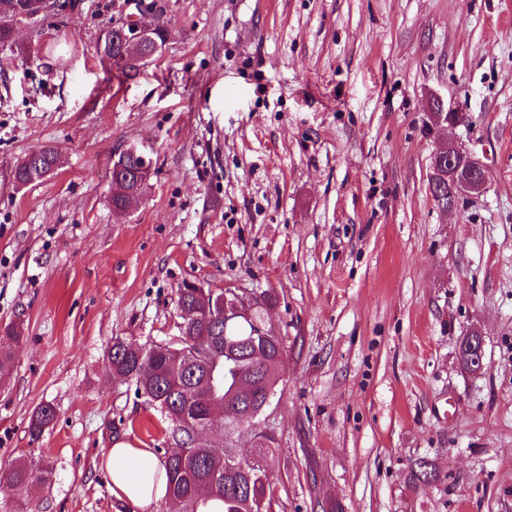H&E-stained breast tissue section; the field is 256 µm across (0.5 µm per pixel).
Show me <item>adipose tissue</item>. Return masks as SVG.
<instances>
[{"mask_svg":"<svg viewBox=\"0 0 512 512\" xmlns=\"http://www.w3.org/2000/svg\"><path fill=\"white\" fill-rule=\"evenodd\" d=\"M101 465L110 477L113 495L141 512L167 495L164 465L150 449L118 442L103 454Z\"/></svg>","mask_w":512,"mask_h":512,"instance_id":"1","label":"adipose tissue"}]
</instances>
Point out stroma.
<instances>
[{"mask_svg": "<svg viewBox=\"0 0 512 512\" xmlns=\"http://www.w3.org/2000/svg\"><path fill=\"white\" fill-rule=\"evenodd\" d=\"M172 37L126 78L109 24ZM0 49V324L26 338L0 386V465L51 484L0 512H137L100 458L167 448L166 424L109 375L113 339L177 335L186 282L267 296L285 369L257 431L275 439L272 512H512V0H78ZM65 31L68 60L38 53ZM488 170L479 199L429 190V103ZM145 145L139 206L112 213V161ZM58 171L18 189L17 157ZM477 328L485 368L458 362ZM56 408L38 441L29 418ZM427 460L436 477L412 485ZM56 153L52 146H43L20 157L11 171L14 185L24 187L41 181V173L50 170L57 162ZM51 474L48 464L39 458L31 457L28 461L0 468V484L5 483L19 494L35 482H49Z\"/></svg>", "mask_w": 512, "mask_h": 512, "instance_id": "35a3bbf8", "label": "stroma"}]
</instances>
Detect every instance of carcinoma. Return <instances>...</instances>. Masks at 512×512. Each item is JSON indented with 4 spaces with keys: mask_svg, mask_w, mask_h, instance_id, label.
I'll use <instances>...</instances> for the list:
<instances>
[{
    "mask_svg": "<svg viewBox=\"0 0 512 512\" xmlns=\"http://www.w3.org/2000/svg\"><path fill=\"white\" fill-rule=\"evenodd\" d=\"M57 162L56 150L43 146L20 157L13 165L14 185L24 187L41 180V173ZM139 165L128 159L112 168L111 181H123L141 190ZM251 315H231L220 321L205 314L191 320L178 343L148 348L133 340L117 338L109 348L112 378L135 384V393L169 423L167 439L183 448L164 454L168 478L167 499L177 512H269L274 488L267 475L273 455V438L252 433L256 409L274 390L285 366L280 337L264 321V301L248 302ZM25 340L24 327L16 322L0 332V385L12 374L14 352ZM215 376V387L230 415L224 418L227 436L252 435L257 441L253 458L237 456L233 441L223 448L199 443L196 432L209 421L208 398L203 393L205 373ZM56 409L43 403L30 417L28 433L36 442L54 421ZM49 465L39 458L0 468V484L16 492L35 482L50 481Z\"/></svg>",
    "mask_w": 512,
    "mask_h": 512,
    "instance_id": "1",
    "label": "carcinoma"
}]
</instances>
